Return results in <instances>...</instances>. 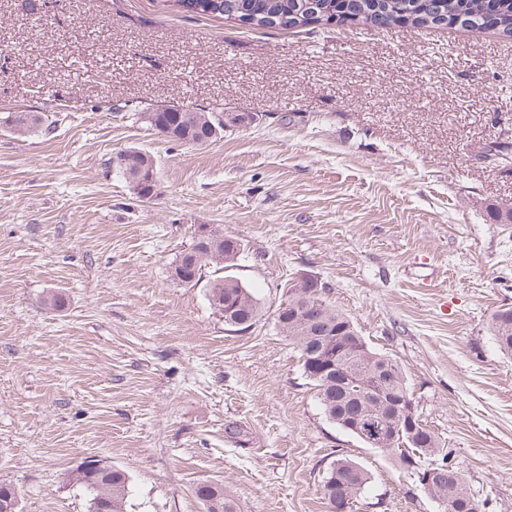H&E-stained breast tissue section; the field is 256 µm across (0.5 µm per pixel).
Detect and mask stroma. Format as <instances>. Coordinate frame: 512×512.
<instances>
[{
	"label": "stroma",
	"mask_w": 512,
	"mask_h": 512,
	"mask_svg": "<svg viewBox=\"0 0 512 512\" xmlns=\"http://www.w3.org/2000/svg\"><path fill=\"white\" fill-rule=\"evenodd\" d=\"M0 0V482L19 512H87L68 475L130 476L124 512H329L337 455L370 481L355 512H443L391 456L329 421L275 315L304 277L399 360L420 418L481 512H512V39L449 29L264 31L174 0ZM248 124L204 146L147 105ZM50 131L14 132L18 112ZM148 152L143 201L114 165ZM206 226L261 302L235 330L170 270ZM63 294L54 310L46 298ZM491 328L500 351L512 355V308L499 310L492 318ZM197 497L203 501L207 512H237L236 502L228 495H224L223 486L203 485L197 488Z\"/></svg>",
	"instance_id": "1"
}]
</instances>
